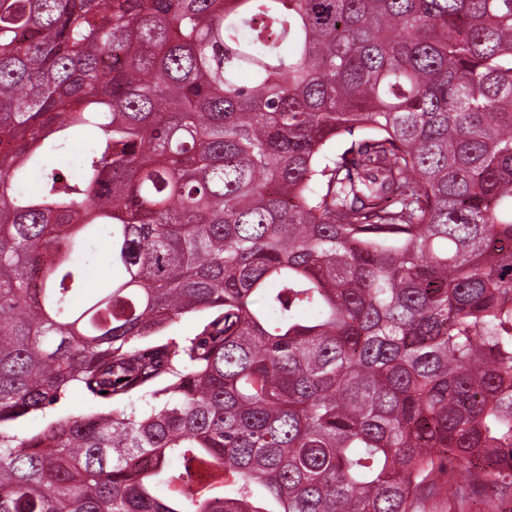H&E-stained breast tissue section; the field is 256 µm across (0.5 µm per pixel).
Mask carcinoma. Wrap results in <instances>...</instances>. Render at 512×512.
<instances>
[{
	"mask_svg": "<svg viewBox=\"0 0 512 512\" xmlns=\"http://www.w3.org/2000/svg\"><path fill=\"white\" fill-rule=\"evenodd\" d=\"M2 144L0 512L512 495V0H0ZM206 315H186L176 322L172 323L165 336H162L164 340L167 338H186L195 336L206 323Z\"/></svg>",
	"mask_w": 512,
	"mask_h": 512,
	"instance_id": "cac0c4a2",
	"label": "carcinoma"
}]
</instances>
